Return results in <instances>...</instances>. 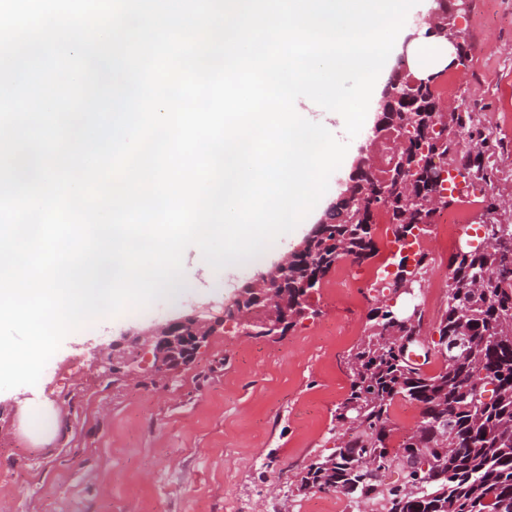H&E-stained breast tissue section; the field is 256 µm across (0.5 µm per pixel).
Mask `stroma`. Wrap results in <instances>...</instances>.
<instances>
[{
	"instance_id": "stroma-1",
	"label": "stroma",
	"mask_w": 512,
	"mask_h": 512,
	"mask_svg": "<svg viewBox=\"0 0 512 512\" xmlns=\"http://www.w3.org/2000/svg\"><path fill=\"white\" fill-rule=\"evenodd\" d=\"M453 6L467 54L433 84L452 82V111L473 113L490 131L483 154L494 191L455 192L456 202L473 201L456 240L431 231L418 241L434 259L423 286L429 325L446 304L449 256L478 225L512 222V131L499 126L501 113H512V0ZM492 196L502 209L488 211ZM311 231L303 225L229 272L186 264L193 289L126 309L82 344L62 343L37 385L0 392V471L22 474L0 481V512H337L343 495L297 491L292 477L334 445L333 414L349 388L344 360L366 333L374 269L393 239L385 226L374 233L378 258L352 265V289L335 287L328 274L310 294L312 315L284 335L215 326L206 347L170 379L146 371L114 381L101 376L93 354L131 330L194 312L221 314L238 288Z\"/></svg>"
}]
</instances>
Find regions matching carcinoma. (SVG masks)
<instances>
[{
	"mask_svg": "<svg viewBox=\"0 0 512 512\" xmlns=\"http://www.w3.org/2000/svg\"><path fill=\"white\" fill-rule=\"evenodd\" d=\"M432 87L413 89L396 111L385 105L388 126L407 135L406 167L385 198L363 193L347 217L327 224L306 244L304 256L270 281L288 310L287 328L308 314L311 287L340 261L363 263L375 256L374 206L383 207L403 251L434 223L436 210L422 206L430 192L429 157L444 155L466 186L490 182L488 166L462 154L450 131L487 143L469 112H438ZM448 259V300L432 341L438 368L427 371L403 361L391 337L424 328V314L406 327L390 318L387 294L396 292L391 271L382 270L372 290L382 297L367 332L346 357L350 387L333 415L336 439L329 452L296 475L298 490L336 492L379 512H512V224L507 233ZM487 282L475 286L477 279ZM489 393L486 400L479 393ZM401 398L417 405L416 429L394 442L391 410ZM400 485L386 482L394 460Z\"/></svg>",
	"mask_w": 512,
	"mask_h": 512,
	"instance_id": "obj_1",
	"label": "carcinoma"
}]
</instances>
